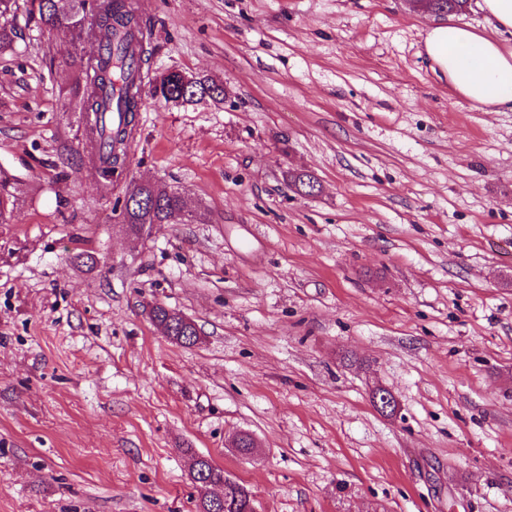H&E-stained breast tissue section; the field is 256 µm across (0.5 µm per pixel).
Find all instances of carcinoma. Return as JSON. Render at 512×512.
Listing matches in <instances>:
<instances>
[{
    "mask_svg": "<svg viewBox=\"0 0 512 512\" xmlns=\"http://www.w3.org/2000/svg\"><path fill=\"white\" fill-rule=\"evenodd\" d=\"M467 0H427L433 13H460ZM24 26L68 43L78 49L85 37L98 34L96 64L80 60L69 97L64 106L77 102L83 114V137L88 148L96 150V165L108 178L112 170L126 163L127 149L137 132V112L143 100L142 73L150 63L152 38L150 22L137 0H0V58L16 54L22 39L18 19ZM224 84L207 76L195 77L188 84L161 76V103L211 101L224 103ZM119 103L121 119L112 123V102ZM288 183L298 193L320 191L318 179L310 173L288 174ZM133 202L126 226L136 236L150 232L155 224H186L194 214L185 215V196L177 189L133 183L127 187ZM19 206L15 180L0 171V224H8ZM153 325L171 342L191 347L200 341L196 324L176 310L156 305L150 311ZM190 477L195 486L197 512H247L251 492L224 474L204 456L192 457Z\"/></svg>",
    "mask_w": 512,
    "mask_h": 512,
    "instance_id": "carcinoma-1",
    "label": "carcinoma"
}]
</instances>
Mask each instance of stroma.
<instances>
[{
    "label": "stroma",
    "mask_w": 512,
    "mask_h": 512,
    "mask_svg": "<svg viewBox=\"0 0 512 512\" xmlns=\"http://www.w3.org/2000/svg\"><path fill=\"white\" fill-rule=\"evenodd\" d=\"M141 4L149 75L229 96L144 98L113 181L62 109L66 46L26 29L0 60V512H196L195 455L259 512H512V112L434 70L411 0ZM132 180L202 221L133 240ZM160 98L151 97L158 102L167 104L169 99L181 100L182 103L197 101H211L214 104H223L226 92L224 84L207 76L192 77L193 81L183 84L174 81L171 77L161 75ZM15 180L0 170V224H8L19 206ZM149 316L160 333L175 344L191 347L200 341L197 325L187 322L179 311L156 305L152 307Z\"/></svg>",
    "instance_id": "obj_1"
}]
</instances>
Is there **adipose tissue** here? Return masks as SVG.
<instances>
[{"instance_id":"adipose-tissue-1","label":"adipose tissue","mask_w":512,"mask_h":512,"mask_svg":"<svg viewBox=\"0 0 512 512\" xmlns=\"http://www.w3.org/2000/svg\"><path fill=\"white\" fill-rule=\"evenodd\" d=\"M480 8L489 32L451 19L428 30L425 52L464 99L492 112H512V43L498 37L512 30V0H481Z\"/></svg>"}]
</instances>
